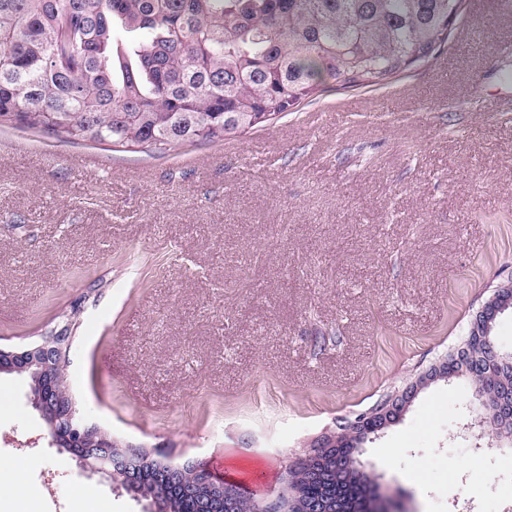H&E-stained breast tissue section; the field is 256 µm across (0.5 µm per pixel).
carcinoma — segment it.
I'll return each instance as SVG.
<instances>
[{
  "mask_svg": "<svg viewBox=\"0 0 512 512\" xmlns=\"http://www.w3.org/2000/svg\"><path fill=\"white\" fill-rule=\"evenodd\" d=\"M465 0H0V125L74 144L163 154L219 143L288 115L332 81L382 88L448 43ZM143 31L117 39L115 26ZM479 336L448 378L512 392ZM348 434L311 445L288 485L321 512H384L401 497L359 459ZM125 490L154 512H201L155 469ZM232 509L260 504L229 484Z\"/></svg>",
  "mask_w": 512,
  "mask_h": 512,
  "instance_id": "cac0c4a2",
  "label": "carcinoma"
}]
</instances>
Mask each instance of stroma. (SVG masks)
<instances>
[{"label": "stroma", "mask_w": 512, "mask_h": 512, "mask_svg": "<svg viewBox=\"0 0 512 512\" xmlns=\"http://www.w3.org/2000/svg\"><path fill=\"white\" fill-rule=\"evenodd\" d=\"M512 9L467 0L436 58L165 156L0 126V346L73 322L77 409L121 445L286 490V471L465 338L512 278ZM0 457L32 461L16 512H143L50 443L0 373ZM463 379L431 384L359 459L408 512H485L512 442ZM467 439L485 462L449 455Z\"/></svg>", "instance_id": "stroma-1"}]
</instances>
